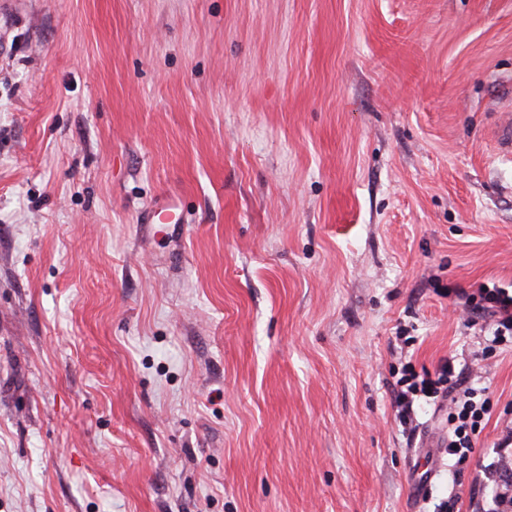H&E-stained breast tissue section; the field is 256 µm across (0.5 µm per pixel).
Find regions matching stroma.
<instances>
[{"label": "stroma", "mask_w": 512, "mask_h": 512, "mask_svg": "<svg viewBox=\"0 0 512 512\" xmlns=\"http://www.w3.org/2000/svg\"><path fill=\"white\" fill-rule=\"evenodd\" d=\"M511 100L512 0L0 9V512H491L512 348L450 290L512 292ZM400 331L487 388L458 470ZM508 112H502L505 117L498 125L495 135V149L499 156L510 158L512 156V112L511 104L507 107Z\"/></svg>", "instance_id": "1"}]
</instances>
